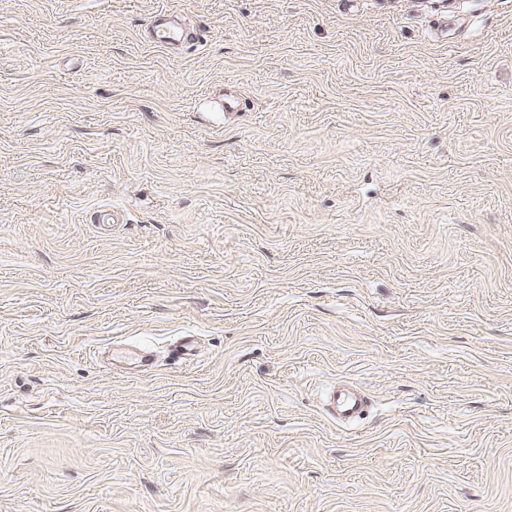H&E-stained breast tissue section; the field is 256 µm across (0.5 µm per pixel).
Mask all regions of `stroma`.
I'll list each match as a JSON object with an SVG mask.
<instances>
[{
    "instance_id": "1",
    "label": "stroma",
    "mask_w": 512,
    "mask_h": 512,
    "mask_svg": "<svg viewBox=\"0 0 512 512\" xmlns=\"http://www.w3.org/2000/svg\"><path fill=\"white\" fill-rule=\"evenodd\" d=\"M0 512H512V0H0ZM182 15L169 11H160L146 24L148 31L147 42L154 47L164 50H174L184 42V27ZM327 405L336 424H348L363 416L369 407L366 394L352 381L340 380L328 395Z\"/></svg>"
}]
</instances>
